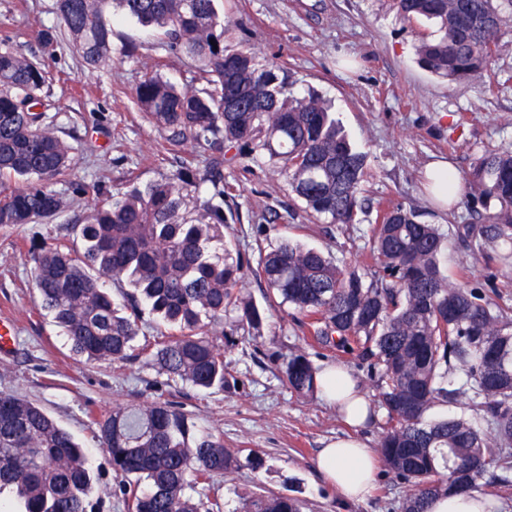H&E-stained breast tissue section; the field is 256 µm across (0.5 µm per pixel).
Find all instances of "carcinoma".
Wrapping results in <instances>:
<instances>
[{
	"label": "carcinoma",
	"instance_id": "obj_1",
	"mask_svg": "<svg viewBox=\"0 0 512 512\" xmlns=\"http://www.w3.org/2000/svg\"><path fill=\"white\" fill-rule=\"evenodd\" d=\"M144 27L163 31L171 50L202 63L197 83L179 88L155 72L132 92L169 146L209 153L204 168L184 162L170 176L96 203L75 227L81 247L60 239L33 244V280L41 308L71 350L89 361L119 362L139 336L148 309L164 327L141 351L158 372L198 389L224 388V348L217 337L256 328L263 316L244 294L246 276L263 281L267 301L288 306L306 339L366 370L386 411L377 453L404 488L401 512H428L438 496L512 489V319L486 288L446 273L444 234L401 204L368 225L365 269L338 265L323 252L283 239L243 267L224 244V201L233 187L224 165L268 163L288 181L312 224H354L372 209L362 196L368 172L319 97H297L274 66L248 49L224 46L228 20L215 0H56L59 26L41 33L51 51L70 48L92 67L109 58L107 2ZM401 19L425 18L437 34L416 45L418 63L449 80L481 77L491 65L508 16L493 0H393ZM40 63L0 42V226L30 224L64 211V185L102 194L101 181L75 183L73 147L46 123ZM239 98L224 111L227 93ZM21 182L11 186V180ZM462 203L487 211L480 224L455 225L456 236L486 263L512 259V150L482 154L466 175ZM127 279L134 293L120 313L104 287ZM288 386L312 396L318 370L308 354H291ZM469 397L492 426L488 435L435 407ZM112 461L128 512H201L187 494L237 467L224 439L197 426L169 401L117 407L92 419ZM90 458L41 407L0 392V493L24 512H87ZM243 512H301L291 496L258 494Z\"/></svg>",
	"mask_w": 512,
	"mask_h": 512
}]
</instances>
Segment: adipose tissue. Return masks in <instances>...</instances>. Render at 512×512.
Segmentation results:
<instances>
[{
	"instance_id": "adipose-tissue-1",
	"label": "adipose tissue",
	"mask_w": 512,
	"mask_h": 512,
	"mask_svg": "<svg viewBox=\"0 0 512 512\" xmlns=\"http://www.w3.org/2000/svg\"><path fill=\"white\" fill-rule=\"evenodd\" d=\"M322 397L339 406L357 423H364L370 412L358 382L342 367H329L320 377ZM319 468L338 493L349 502L364 499L374 480L372 453L357 440L338 439L322 448L317 459Z\"/></svg>"
}]
</instances>
